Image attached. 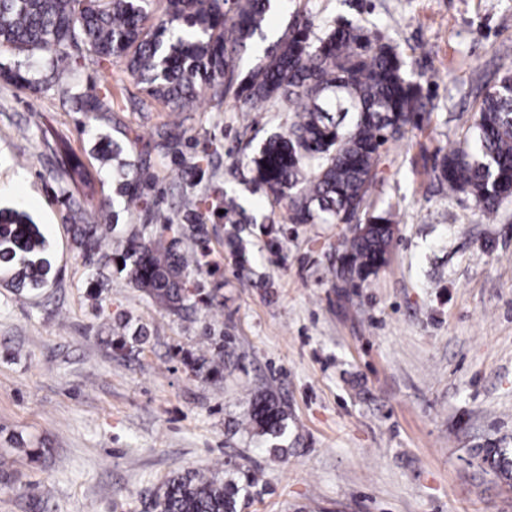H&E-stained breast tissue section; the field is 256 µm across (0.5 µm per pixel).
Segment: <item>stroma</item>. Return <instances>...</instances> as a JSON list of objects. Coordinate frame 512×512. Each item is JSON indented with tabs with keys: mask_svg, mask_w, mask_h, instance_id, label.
Here are the masks:
<instances>
[{
	"mask_svg": "<svg viewBox=\"0 0 512 512\" xmlns=\"http://www.w3.org/2000/svg\"><path fill=\"white\" fill-rule=\"evenodd\" d=\"M361 18L405 50L430 89L431 118L389 145L371 199L392 209L388 262L361 287L339 276L345 224H292L250 182L246 160L282 131L285 112L240 111L203 98L183 113L190 152L218 144L204 183L260 204L280 227L247 238V286L209 223L220 306L182 318L112 275L105 302L67 230V188L41 136L66 133L76 151L129 130L142 143L172 120L139 92L122 64L71 49V70L29 92L0 81V206L44 225L56 283L22 299L0 285V512H155L172 476L261 471L241 512H512V484L478 455L512 448V199L496 219L449 195L435 156L456 148L473 102L512 69V0H275L248 71L294 14ZM106 107L88 120L70 87ZM150 199L174 210L180 188L168 158L149 151ZM144 343L111 347L119 315ZM222 349L224 377L193 375L183 355ZM274 391L288 412L283 451L256 448L239 422L247 395Z\"/></svg>",
	"mask_w": 512,
	"mask_h": 512,
	"instance_id": "35a3bbf8",
	"label": "stroma"
}]
</instances>
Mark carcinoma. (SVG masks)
Segmentation results:
<instances>
[{
  "instance_id": "carcinoma-1",
  "label": "carcinoma",
  "mask_w": 512,
  "mask_h": 512,
  "mask_svg": "<svg viewBox=\"0 0 512 512\" xmlns=\"http://www.w3.org/2000/svg\"><path fill=\"white\" fill-rule=\"evenodd\" d=\"M154 0H0V46L34 56L48 53L58 71L71 66L66 49L84 45L98 58L124 66L147 96L173 112H187L202 93L224 102L233 92L242 112L277 105L288 112L285 130L267 138L249 160L255 186L271 204H284L292 224L355 223L343 242L340 277L364 281L387 263L395 234L394 214L370 203L383 149L420 127L428 116V96L409 76L403 51L364 20L317 21L297 14L258 62L236 73L237 57L263 35L270 0H165L162 15ZM0 80L37 90L41 80L28 70L0 66ZM78 110L93 114L104 103L96 95H75ZM42 137L55 144L58 165L79 196L64 191L71 212L70 232L85 263L99 271L115 268L126 284L166 311L179 314L202 303L219 304L204 279L219 262L208 246L207 221L226 219L233 229L225 246L238 275L250 279L240 224H253L237 198L218 186L181 197L176 214L148 199L155 174L138 152L139 137L105 136L98 160L112 163V200H95L91 175L52 129ZM185 132L177 122L157 129L154 148L191 177L203 180V161L184 156ZM449 195L473 201L493 219L512 191V71L475 104V119L464 146L434 166ZM146 223L127 226L135 213ZM57 271L45 231L23 208L0 209V282L18 296L37 295L53 284ZM191 369L217 378L224 359L187 358ZM242 429L259 446H288V413L269 393L251 397ZM483 459L512 480V448H484ZM244 484L205 473L171 477L155 501L157 512H239V495L259 482L255 471Z\"/></svg>"
}]
</instances>
